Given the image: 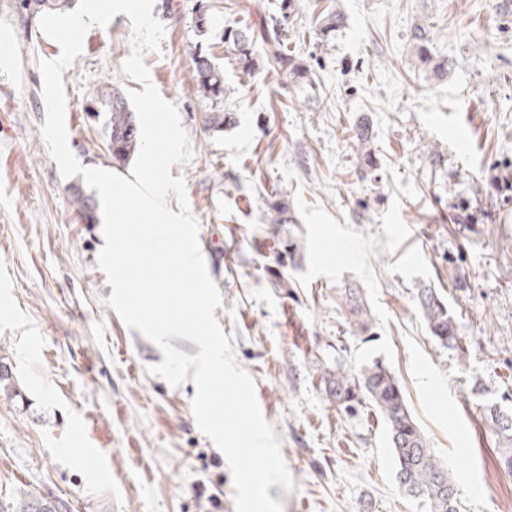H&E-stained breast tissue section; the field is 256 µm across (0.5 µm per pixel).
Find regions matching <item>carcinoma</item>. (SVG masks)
Returning <instances> with one entry per match:
<instances>
[{
  "label": "carcinoma",
  "instance_id": "obj_1",
  "mask_svg": "<svg viewBox=\"0 0 512 512\" xmlns=\"http://www.w3.org/2000/svg\"><path fill=\"white\" fill-rule=\"evenodd\" d=\"M25 6L33 13L64 12L71 8L72 0H25ZM224 43L235 55L244 73L256 71L259 59L253 57L254 44L264 46L266 57L281 65L282 79L291 87L306 84L309 70L294 55L287 53L285 42L273 28L265 25L228 29L224 31ZM192 85L198 95L208 101L210 108L202 122L214 133L224 131L233 122V114L224 108V72L216 68L207 54L201 50L191 53ZM108 116L106 134L112 159L126 162L136 151L138 127L136 118L126 106L119 91L106 93ZM73 204L80 217L91 224L96 220V206L91 197L80 190L73 191ZM420 308L429 334L435 342L460 354L465 352V337L448 309V303L431 287L420 291ZM349 313L355 331H370V314L359 300H350ZM329 393L337 409L347 414L358 412V407L370 405L384 418L390 447L396 462V478L400 487L410 496L424 499L430 512H458L454 483L448 470L428 448L419 425L411 415L402 387L383 362L376 360L358 368L340 360L327 378ZM489 421L497 425L496 435L503 441L502 466L512 472V412L497 404L485 407Z\"/></svg>",
  "mask_w": 512,
  "mask_h": 512
}]
</instances>
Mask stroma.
<instances>
[{"label": "stroma", "mask_w": 512, "mask_h": 512, "mask_svg": "<svg viewBox=\"0 0 512 512\" xmlns=\"http://www.w3.org/2000/svg\"><path fill=\"white\" fill-rule=\"evenodd\" d=\"M197 1L154 0L165 37L144 63L189 135L193 158L171 174L186 180L222 296L214 315L294 479L270 497L283 512H426L398 486L381 415L346 416L325 386L337 362L380 360L453 478L459 512H512V472L484 418L489 404L512 409V12L498 0H295L285 16L280 0H205L202 33ZM331 11L344 21L325 39ZM262 23L285 34L311 85H284L260 45V68L238 67L225 27ZM419 27L446 78L416 56ZM131 34L122 13L90 27L62 75L70 149L125 177L105 116L86 107L108 87L143 91L123 72ZM199 43L236 117L218 136L191 85ZM59 54L24 0H0V361L16 386L0 391V507L235 512L229 464L194 420V383L150 374L163 354L109 306L102 226L72 205L86 183L61 176L41 134L40 63ZM427 286L447 298L465 356L430 337ZM351 294L370 311V339L350 325Z\"/></svg>", "instance_id": "obj_1"}]
</instances>
